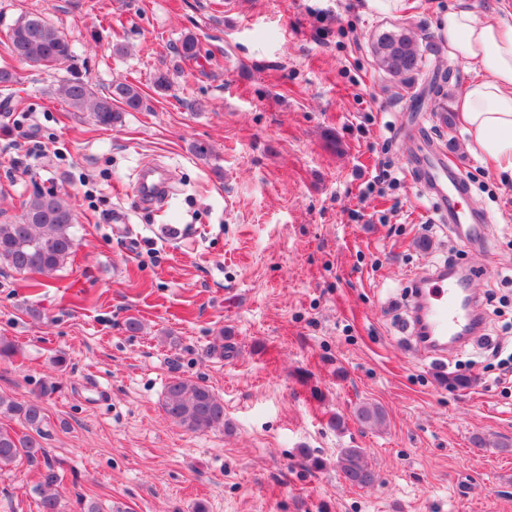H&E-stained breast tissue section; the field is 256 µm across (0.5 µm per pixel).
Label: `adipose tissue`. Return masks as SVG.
Wrapping results in <instances>:
<instances>
[{"label": "adipose tissue", "mask_w": 512, "mask_h": 512, "mask_svg": "<svg viewBox=\"0 0 512 512\" xmlns=\"http://www.w3.org/2000/svg\"><path fill=\"white\" fill-rule=\"evenodd\" d=\"M441 32L472 73L455 103L465 149L512 177V24L458 7L443 14Z\"/></svg>", "instance_id": "obj_1"}]
</instances>
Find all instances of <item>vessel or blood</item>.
<instances>
[{
	"mask_svg": "<svg viewBox=\"0 0 512 512\" xmlns=\"http://www.w3.org/2000/svg\"><path fill=\"white\" fill-rule=\"evenodd\" d=\"M424 182L436 214L447 221L452 234L466 246L488 248L486 226L491 218L463 207L471 189L460 173L433 159L426 165ZM480 274L476 266L453 270L436 266L413 276L412 335L420 351L444 356L479 334L482 323L475 312L479 296L473 284Z\"/></svg>",
	"mask_w": 512,
	"mask_h": 512,
	"instance_id": "1",
	"label": "vessel or blood"
}]
</instances>
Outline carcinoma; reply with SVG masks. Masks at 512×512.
I'll return each mask as SVG.
<instances>
[{
	"label": "carcinoma",
	"instance_id": "1",
	"mask_svg": "<svg viewBox=\"0 0 512 512\" xmlns=\"http://www.w3.org/2000/svg\"><path fill=\"white\" fill-rule=\"evenodd\" d=\"M9 41L11 54L32 66L51 67L73 57L71 42L37 14L20 18L11 29ZM372 51L378 67L393 77L410 81L424 66L421 49L406 27L395 26L376 34ZM57 92L75 109L92 103L95 122L105 127L121 122L123 113L138 111L143 106L138 88L126 82L113 85L109 95L94 100L88 84L79 78L64 81ZM75 221L73 207L56 192L33 191L23 203L20 221L0 224V266L18 274L52 275L73 254ZM162 408L168 418L192 432L232 428L224 416L221 398L209 386L188 377L176 376L168 382ZM2 414L19 419L27 432L20 435L0 427V471L23 458L30 463L47 458L43 445L45 414L39 402L19 403L0 395ZM355 417L363 424L375 426L385 421L382 408L372 405L357 408ZM336 465L352 486L368 487L377 480L362 448L341 449ZM45 467L43 481L32 488L39 497V512H62L61 497L54 489L58 476L50 464Z\"/></svg>",
	"mask_w": 512,
	"mask_h": 512
}]
</instances>
